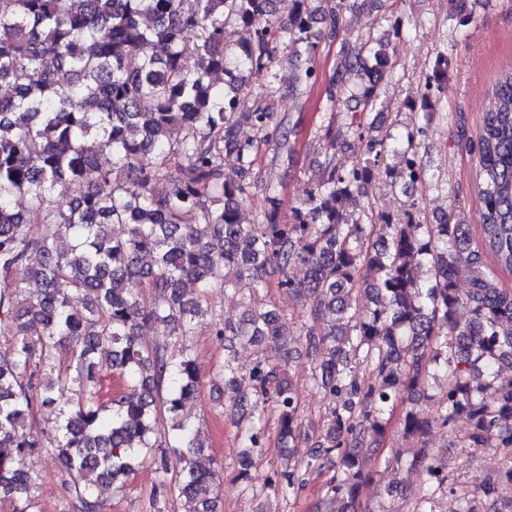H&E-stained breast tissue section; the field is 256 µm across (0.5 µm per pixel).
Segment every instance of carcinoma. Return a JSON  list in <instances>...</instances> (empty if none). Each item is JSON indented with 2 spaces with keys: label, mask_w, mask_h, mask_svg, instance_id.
<instances>
[{
  "label": "carcinoma",
  "mask_w": 512,
  "mask_h": 512,
  "mask_svg": "<svg viewBox=\"0 0 512 512\" xmlns=\"http://www.w3.org/2000/svg\"><path fill=\"white\" fill-rule=\"evenodd\" d=\"M273 2L0 0V335L10 337L0 351V492L18 503L16 512H38L26 459L45 436L54 438L84 512H95L99 485L122 480L139 466L141 449L157 445L180 464L174 490L196 502L193 512H214L215 472L197 461L203 445L184 415L200 386L196 359L183 349L144 345L138 330L161 322L177 339L194 335L219 264L226 292L245 297L274 286L311 301L310 319L321 327L307 330V348L319 356L323 385L338 401L324 433L326 451L338 458L328 492L348 512L367 477L366 454L387 430L384 415L404 407L402 434L422 438L428 421L411 395L440 376L443 423L464 414L469 443L506 450L498 483L512 487V374H505L512 370V290L499 284V272L512 273V68L494 82L475 146L481 247L490 263L467 250L470 225L454 212L435 224H419L409 212L394 224L368 207L349 210L355 190L373 177L383 139L369 141L374 157L348 171L330 156L285 216L279 189L249 174L261 147L293 152L292 131L274 121L266 99L316 84L317 8L314 0H294L283 20ZM325 2L334 40L358 0ZM377 2L400 34L399 0ZM448 2L449 19L472 20L468 0ZM229 24L243 33L234 46L224 43ZM188 36L197 51L192 67L183 62ZM150 45L164 54H147ZM288 48L305 53L306 65L284 86L276 66ZM354 70L368 77L353 95L355 111L368 113L393 73L373 35L341 52L326 110L336 109ZM446 70L435 61L423 101L437 96ZM218 72L222 85L213 80ZM245 124L259 138H239ZM413 141L407 134L399 154L414 157L410 177L417 182L426 166ZM102 147L110 152L106 165ZM226 155L235 156L236 170L224 171ZM75 184L85 190L68 209L46 205L47 195ZM258 192L261 220L244 224L241 203ZM17 195L37 204L17 211ZM63 235L74 239L67 250L58 247ZM297 261L308 266L303 283L289 276ZM18 267L40 281L36 297L10 279ZM463 271L469 288L461 294ZM188 282L197 294H185ZM75 295L85 300L81 311L71 309ZM360 300L374 308L359 310ZM462 304L471 312L465 323L457 319ZM213 333L231 345L256 346L281 340L283 323L274 309L249 308L235 322H215ZM67 343L70 359L61 363ZM354 360L371 368L369 379L356 376ZM106 367L125 380V391L104 402L89 386ZM44 371L54 375L46 385ZM223 377L224 393L250 408L242 447L263 445L268 404L281 439L298 443L300 399L285 369L258 360L244 376L228 354ZM54 405V425L29 431L34 409ZM419 459L427 492L448 487L445 465L424 444ZM306 475H284L288 493L301 491Z\"/></svg>",
  "instance_id": "carcinoma-1"
}]
</instances>
